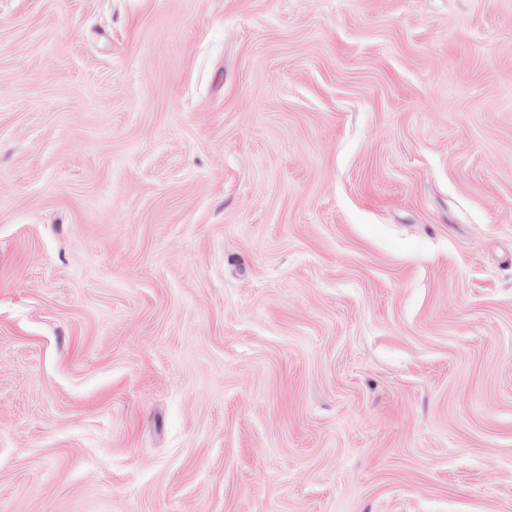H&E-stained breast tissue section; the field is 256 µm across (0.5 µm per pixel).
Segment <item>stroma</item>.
I'll list each match as a JSON object with an SVG mask.
<instances>
[{
	"label": "stroma",
	"instance_id": "1",
	"mask_svg": "<svg viewBox=\"0 0 512 512\" xmlns=\"http://www.w3.org/2000/svg\"><path fill=\"white\" fill-rule=\"evenodd\" d=\"M0 512H512V0H0Z\"/></svg>",
	"mask_w": 512,
	"mask_h": 512
}]
</instances>
